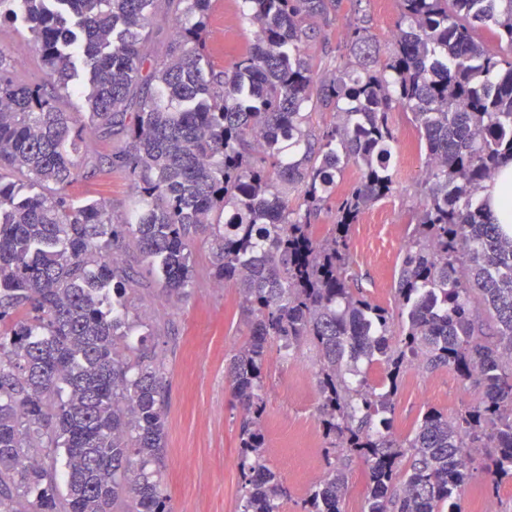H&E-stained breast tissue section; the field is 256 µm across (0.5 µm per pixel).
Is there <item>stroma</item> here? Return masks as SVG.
Instances as JSON below:
<instances>
[{"label":"stroma","instance_id":"stroma-1","mask_svg":"<svg viewBox=\"0 0 512 512\" xmlns=\"http://www.w3.org/2000/svg\"><path fill=\"white\" fill-rule=\"evenodd\" d=\"M363 7L381 54H388L399 15L397 0H365ZM242 0H213L207 54L224 69L252 43L253 31L241 16ZM353 0H341L330 24L316 22V38L308 54L316 60L333 58L346 20L353 17ZM23 20L0 24V47L25 45L16 57V74L32 84L47 79L40 57L29 45ZM398 141L394 148L395 193L377 202L351 231L350 285L372 303L394 307V280L400 253L415 224L422 202L425 155L420 152L407 114L393 115ZM133 191L125 173L101 167L96 175L78 177L67 191L71 200L88 197L106 201L121 216L132 204ZM195 277L183 299L168 296L152 277L141 278L132 295V313L149 332V344L161 362L168 385L167 423L162 482L172 512H240L238 467L241 412L232 401L225 366L247 334L245 316L233 285L216 287L211 275L209 244L197 240L193 249ZM262 422L265 456L288 488L280 512H302L315 474L327 467V441L318 427L320 393L316 354L301 347L281 358L270 351L265 366ZM448 369L410 372L397 396L394 431L407 435L423 411L435 408L453 415L477 397ZM493 504L495 512H512V481L498 485L475 474L461 497L462 512H477L478 502Z\"/></svg>","mask_w":512,"mask_h":512}]
</instances>
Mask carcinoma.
<instances>
[{"mask_svg": "<svg viewBox=\"0 0 512 512\" xmlns=\"http://www.w3.org/2000/svg\"><path fill=\"white\" fill-rule=\"evenodd\" d=\"M155 2L0 0V21L28 23L47 72L20 82L0 48V512H170L148 470L164 454L168 390L145 338L128 340L140 272L120 254L136 250L181 299L200 235L214 282L249 314L226 366L243 412L241 512L288 497L262 432L274 344L318 358L333 460L304 512H343L354 458L370 485L361 512H459L474 469L512 479V236L478 200L512 156V55L488 48H512V0H399L386 60L354 20L334 66L305 52L326 0H243L255 43L224 70L206 53L211 0H179L165 59L147 60ZM80 68L83 125L57 105ZM341 101L340 122L315 130L318 106ZM397 110L426 177L389 309L353 291L348 268L352 226L394 190ZM87 134L126 138L106 158L136 196L121 220L105 201L67 200ZM350 165L321 237L316 218ZM412 369H449L478 396L451 417L426 410L401 439L391 419Z\"/></svg>", "mask_w": 512, "mask_h": 512, "instance_id": "1", "label": "carcinoma"}]
</instances>
